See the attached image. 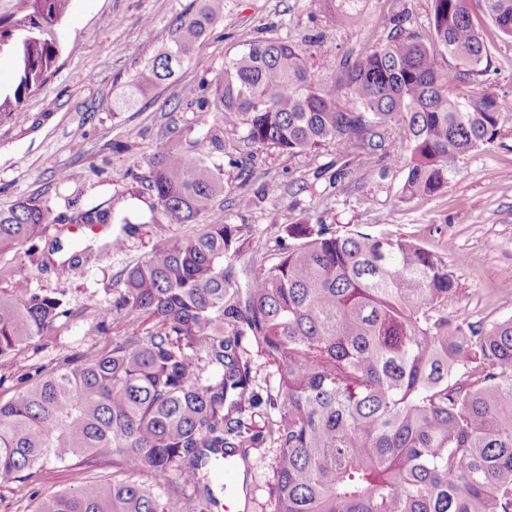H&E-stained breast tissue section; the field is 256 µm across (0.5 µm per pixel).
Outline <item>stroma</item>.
Wrapping results in <instances>:
<instances>
[{"mask_svg":"<svg viewBox=\"0 0 512 512\" xmlns=\"http://www.w3.org/2000/svg\"><path fill=\"white\" fill-rule=\"evenodd\" d=\"M199 0H73L56 28L59 55L46 82L26 97L21 111L0 117V206L30 196L52 210L34 242L0 254V267L24 264L26 281L0 279V289L63 292L68 314L50 335L0 357V402L68 358L111 348L124 336V320L100 323L111 308L123 271L148 260L158 248L198 231V224L147 221L148 208L134 198L147 176V162L168 137L185 144L201 141L202 131L180 97L182 88L210 93L225 60L256 40L298 45L315 76L324 61L374 49L405 12L408 29L429 31L432 0H362L365 29L333 26L322 0H224V16L196 45L168 84L136 107L116 112L112 102L135 74L170 41L180 16ZM473 17L489 48L483 88L512 98V38L502 35L480 9ZM243 132L224 128L221 166L224 195L204 216L207 224L239 227L231 262L238 280L275 263L286 225L299 221L332 225L338 233L361 231L402 236L447 263L459 283L448 300L452 314L488 324L512 317V112L491 144L460 162L447 188L434 196L403 199L402 166L392 156L405 142L392 133L384 155L343 156L335 144L290 155L246 146ZM255 200L238 205L241 196ZM137 222L124 248L108 261L97 258L100 240L74 224L73 216L96 206ZM202 222V223H203ZM471 256L463 265L459 256ZM274 450L251 453L254 466L251 512H270L269 483ZM111 455L86 463L52 460L20 480H0V512H33L37 502L84 483L111 480Z\"/></svg>","mask_w":512,"mask_h":512,"instance_id":"obj_1","label":"stroma"}]
</instances>
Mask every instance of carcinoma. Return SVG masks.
<instances>
[{"label": "carcinoma", "mask_w": 512, "mask_h": 512, "mask_svg": "<svg viewBox=\"0 0 512 512\" xmlns=\"http://www.w3.org/2000/svg\"><path fill=\"white\" fill-rule=\"evenodd\" d=\"M24 2L28 13L0 32V54L17 67L0 115L21 111L51 73L72 0ZM324 5L338 26L367 25L360 0ZM481 9L512 37V0ZM223 16L224 0H201L122 105L168 80ZM404 22L375 50L325 63L321 80L290 42L260 41L226 61L211 97L195 101L208 150L172 136L148 160L150 212L193 224L214 207L224 181L212 155L238 123L247 145L288 154L330 142L371 153L398 126L402 197L443 191L460 160L491 143L512 100L470 90L488 47L468 0H432L427 36ZM49 217L37 197L0 208V253L34 241ZM79 223L110 224L112 209ZM285 232L295 243L243 286L224 265L236 252L232 224H206L127 268L99 314L127 317L124 339L0 403V479L110 453L116 472L167 482H92L35 512H213L224 456L239 452L247 473L249 450L274 448L272 512H512V318L488 326L448 315L454 273L409 238L308 222ZM66 314L61 294L0 290V357ZM142 314L154 332L140 334ZM256 355L275 386L258 381Z\"/></svg>", "instance_id": "obj_1"}]
</instances>
